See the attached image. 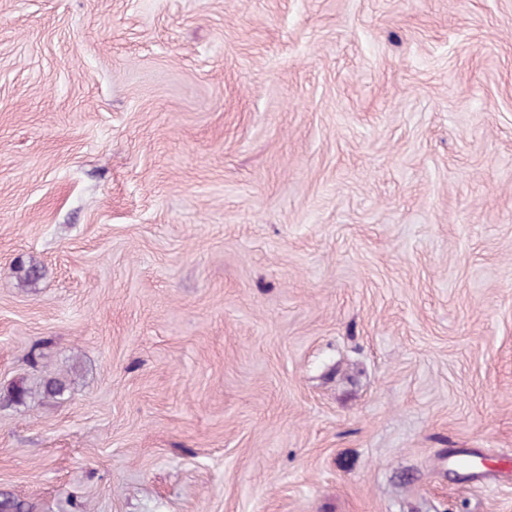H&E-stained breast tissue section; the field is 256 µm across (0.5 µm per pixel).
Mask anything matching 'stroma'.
Segmentation results:
<instances>
[{
	"instance_id": "obj_1",
	"label": "stroma",
	"mask_w": 512,
	"mask_h": 512,
	"mask_svg": "<svg viewBox=\"0 0 512 512\" xmlns=\"http://www.w3.org/2000/svg\"><path fill=\"white\" fill-rule=\"evenodd\" d=\"M0 491L512 512V0H0Z\"/></svg>"
}]
</instances>
